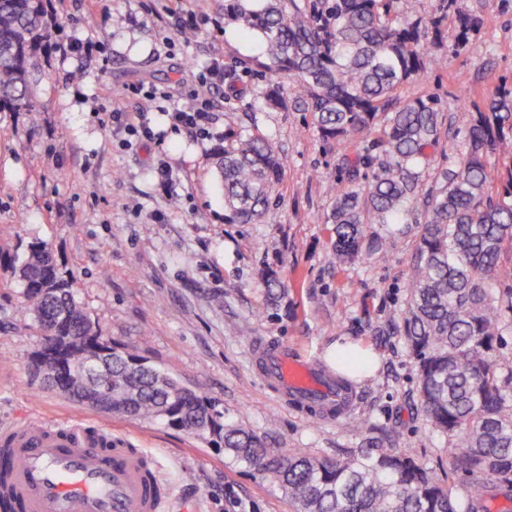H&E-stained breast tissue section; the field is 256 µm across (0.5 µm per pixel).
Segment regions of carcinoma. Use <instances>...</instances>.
I'll return each mask as SVG.
<instances>
[{
	"label": "carcinoma",
	"instance_id": "cac0c4a2",
	"mask_svg": "<svg viewBox=\"0 0 512 512\" xmlns=\"http://www.w3.org/2000/svg\"><path fill=\"white\" fill-rule=\"evenodd\" d=\"M454 3L439 0V16L423 26L399 19L403 0H224V23L259 46L252 62L271 79L265 106L288 107L280 83L289 79L322 139L352 148L348 185L326 218L336 263L388 249L392 226L415 232L396 330L416 362L427 421L448 438L468 479L467 498L392 448H359L342 459L279 451L226 422L214 403L179 391L181 383L152 364L133 365L139 354L101 336L45 243L32 244L19 268L26 310L44 332L35 371L53 373L63 360L80 376L90 357L109 350L112 384L99 409L211 441L288 495L295 512H492L499 499L511 503L512 366L498 362V344L512 327V164L499 191L488 162L512 156V88L469 101L462 160L427 189L423 168L448 135L445 117L432 96L401 92L435 61ZM456 22L454 45L464 47L478 20L460 13ZM49 41L43 0H0V110L30 107L33 53ZM213 160L224 223H260L281 177L273 142L232 130Z\"/></svg>",
	"mask_w": 512,
	"mask_h": 512
}]
</instances>
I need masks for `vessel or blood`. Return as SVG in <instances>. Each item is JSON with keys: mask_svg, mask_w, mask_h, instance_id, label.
<instances>
[{"mask_svg": "<svg viewBox=\"0 0 512 512\" xmlns=\"http://www.w3.org/2000/svg\"><path fill=\"white\" fill-rule=\"evenodd\" d=\"M262 373L300 409L348 406V391L319 378L287 349H260ZM93 448L76 427L41 420L0 431V501L17 512H170L172 497L150 458L104 434Z\"/></svg>", "mask_w": 512, "mask_h": 512, "instance_id": "1", "label": "vessel or blood"}]
</instances>
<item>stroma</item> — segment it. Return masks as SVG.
<instances>
[{
    "label": "stroma",
    "instance_id": "35a3bbf8",
    "mask_svg": "<svg viewBox=\"0 0 512 512\" xmlns=\"http://www.w3.org/2000/svg\"><path fill=\"white\" fill-rule=\"evenodd\" d=\"M53 48L38 54L31 110L0 111V429L31 418L108 427L154 458L178 512H293L287 496L244 471L223 449L160 422L130 420L83 407L43 384L33 370L42 330L23 306L11 268L30 245L47 243L71 279L86 314L113 346L136 348L184 386L219 405L227 421L264 436L270 447L334 459L357 448H393L424 462L455 495L468 481L451 464L448 441L418 404V372L394 324L406 301L413 237L387 252L337 266L326 222L334 190L346 180L344 144L324 142L312 113L292 102L263 107L269 77L249 70L257 48L228 38L222 0H181L201 20L175 33L159 0H44ZM480 26L466 47L444 48L439 63L404 85L432 94L451 133L425 171L433 181L457 168L472 119L462 96L512 86V0H456ZM104 48L67 53L75 40ZM243 69L232 103L222 79L200 84L212 59ZM208 87L217 108L211 138L172 130L163 101L176 104ZM145 113L163 141L146 143L108 112ZM228 129L256 130L277 146L281 180L261 223L224 221V195L211 153ZM172 165V196L155 190L158 159ZM285 284L268 306L263 274ZM352 341L379 360L374 374L351 378V408L322 420L296 409L258 374L259 344L284 346L328 374V350Z\"/></svg>",
    "mask_w": 512,
    "mask_h": 512
}]
</instances>
